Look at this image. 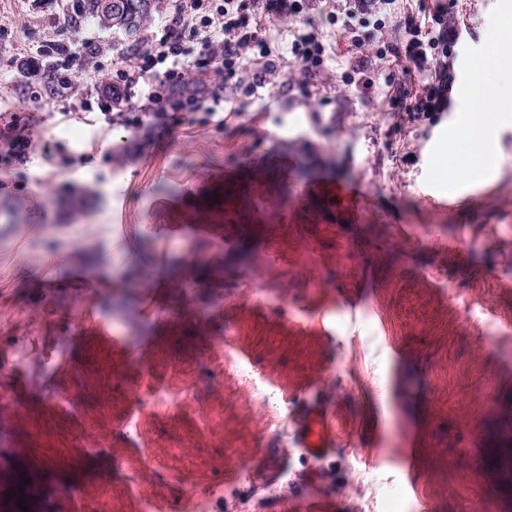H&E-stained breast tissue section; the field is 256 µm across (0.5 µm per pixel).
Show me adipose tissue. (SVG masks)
<instances>
[{
    "instance_id": "obj_1",
    "label": "adipose tissue",
    "mask_w": 512,
    "mask_h": 512,
    "mask_svg": "<svg viewBox=\"0 0 512 512\" xmlns=\"http://www.w3.org/2000/svg\"><path fill=\"white\" fill-rule=\"evenodd\" d=\"M470 100L472 106L459 141L450 143L439 160L440 168L447 171L452 181L468 175H490L501 169L502 158L490 131L503 103H512V84L491 82L485 62L477 61L472 72Z\"/></svg>"
}]
</instances>
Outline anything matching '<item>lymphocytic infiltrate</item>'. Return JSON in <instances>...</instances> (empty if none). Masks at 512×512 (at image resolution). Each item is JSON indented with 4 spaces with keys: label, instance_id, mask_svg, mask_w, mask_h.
<instances>
[{
    "label": "lymphocytic infiltrate",
    "instance_id": "lymphocytic-infiltrate-1",
    "mask_svg": "<svg viewBox=\"0 0 512 512\" xmlns=\"http://www.w3.org/2000/svg\"><path fill=\"white\" fill-rule=\"evenodd\" d=\"M204 2L174 0L173 10L154 25L150 49L116 75L117 82L139 86L153 107L155 125L165 124L171 113L199 105L198 97L184 94L191 71L214 73L217 92L211 100L216 110L224 106L220 87L238 69L253 65L254 85L265 84L275 62L249 19L260 11L296 15L302 10L300 0H221L207 16L202 12ZM400 2L336 0V20L352 47L361 50L367 43H381L383 56L420 74L417 88L398 87L393 103L399 111L411 118L445 111L455 82L451 55L460 38L457 24L442 2L422 15L402 11ZM46 52L61 58L63 70L56 79L66 83L71 74L89 70L97 45L90 38L77 46L56 42Z\"/></svg>",
    "mask_w": 512,
    "mask_h": 512
}]
</instances>
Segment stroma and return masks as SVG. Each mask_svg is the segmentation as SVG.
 Here are the masks:
<instances>
[{
  "instance_id": "obj_1",
  "label": "stroma",
  "mask_w": 512,
  "mask_h": 512,
  "mask_svg": "<svg viewBox=\"0 0 512 512\" xmlns=\"http://www.w3.org/2000/svg\"><path fill=\"white\" fill-rule=\"evenodd\" d=\"M135 34L59 0H0V113L35 126L27 164L0 173V345L20 366L4 382L21 425L0 428V502L21 474L42 485L29 512H147L184 490L219 489L246 512L278 458L297 505L333 512H512V119L496 128L503 170L489 184L435 167L465 110L409 120L392 106L400 67L349 48L327 0L302 17L261 19L277 71L224 84L233 111H181L143 141L111 124L101 97L151 41L155 0ZM512 0H456L460 45L490 59ZM324 61L301 72L290 47L303 19ZM99 47L95 77L22 69L48 40ZM360 181L356 220L302 187ZM450 197L434 208L432 199ZM180 224L248 232L228 249ZM214 256L209 265L200 256ZM81 334L71 332L74 323ZM230 336L251 373L242 386L215 338ZM55 408L45 397L58 384ZM332 395L360 437L331 458L332 479L301 484L291 445L298 392ZM96 432L83 452L74 436Z\"/></svg>"
}]
</instances>
